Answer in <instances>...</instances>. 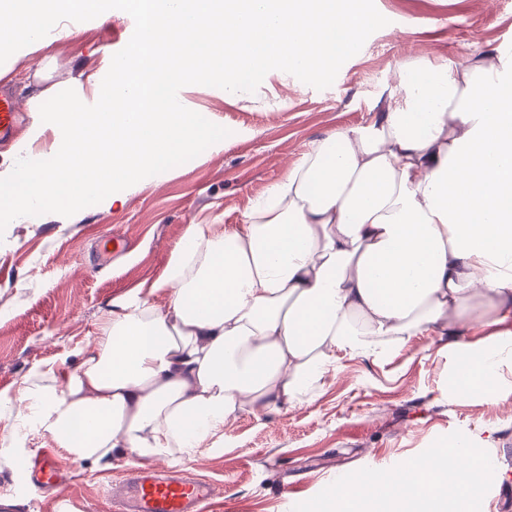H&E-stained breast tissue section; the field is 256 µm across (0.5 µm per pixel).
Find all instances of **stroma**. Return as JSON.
<instances>
[{
  "mask_svg": "<svg viewBox=\"0 0 512 512\" xmlns=\"http://www.w3.org/2000/svg\"><path fill=\"white\" fill-rule=\"evenodd\" d=\"M387 26L374 32L340 68L333 85L315 89L270 71L253 93L204 85L183 87V105L229 129L165 176L145 178L65 217L46 213L0 233V396L13 395L47 364L74 368L113 303L160 280L191 224H238L313 142L345 126L365 124L395 88V76L424 55L464 61L471 51L512 42V0H375ZM134 31L132 17L62 22L51 43L0 64V86L11 89L26 120L15 141L0 144V165L51 154L54 124L29 111L32 96L74 89L94 104L113 55ZM37 139H30L32 127ZM125 247L100 259L106 239ZM492 329L474 325L457 346L429 333L405 337L380 358L343 357L312 396L285 413L241 415L215 445L181 460L224 491L222 512H283L289 486L294 512H328L332 476L376 474L405 459L428 457L456 442L472 445L512 475V345L501 356L492 393H460L463 355L499 344ZM14 412L0 403V492L18 490L11 463L52 448L41 431L16 435ZM64 482L38 501L19 498L17 512H107L99 489L120 478L135 455L95 464L62 457Z\"/></svg>",
  "mask_w": 512,
  "mask_h": 512,
  "instance_id": "35a3bbf8",
  "label": "stroma"
}]
</instances>
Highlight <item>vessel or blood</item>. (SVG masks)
Listing matches in <instances>:
<instances>
[{
    "label": "vessel or blood",
    "instance_id": "obj_1",
    "mask_svg": "<svg viewBox=\"0 0 512 512\" xmlns=\"http://www.w3.org/2000/svg\"><path fill=\"white\" fill-rule=\"evenodd\" d=\"M19 121L15 100L0 93V142ZM17 470L36 492L54 487L62 475L56 456L46 450L24 457ZM101 494L112 512H205L223 491L195 474L131 467L121 480L105 483Z\"/></svg>",
    "mask_w": 512,
    "mask_h": 512
}]
</instances>
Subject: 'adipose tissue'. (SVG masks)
<instances>
[{
    "mask_svg": "<svg viewBox=\"0 0 512 512\" xmlns=\"http://www.w3.org/2000/svg\"><path fill=\"white\" fill-rule=\"evenodd\" d=\"M157 288L110 312L80 363L34 372L14 426L67 456L192 459L227 421L294 407L339 355L512 321V74L422 57L386 106L318 141L243 223L189 225ZM481 298L490 314L471 308ZM502 471L468 444L333 487L413 512H485Z\"/></svg>",
    "mask_w": 512,
    "mask_h": 512,
    "instance_id": "ef3b65f1",
    "label": "adipose tissue"
}]
</instances>
